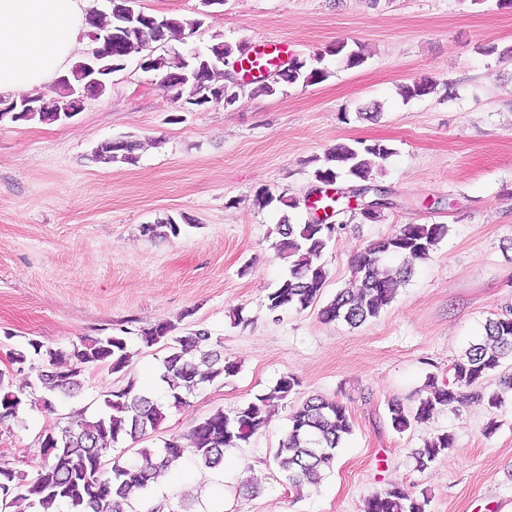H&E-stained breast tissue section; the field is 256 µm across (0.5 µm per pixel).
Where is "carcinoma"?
<instances>
[{"label":"carcinoma","instance_id":"cac0c4a2","mask_svg":"<svg viewBox=\"0 0 512 512\" xmlns=\"http://www.w3.org/2000/svg\"><path fill=\"white\" fill-rule=\"evenodd\" d=\"M128 5V0H112L108 11L89 15L86 24L100 31L112 30ZM201 24L199 19L166 17L157 39L147 43L132 35L120 42L119 49L126 57L136 53L147 58L149 71L155 73L160 85L173 93L177 101L202 105L210 102L215 91L222 88L224 104L232 105L239 100V94L231 83L220 82L224 72L217 62L243 60L247 54L243 45L218 42L209 46L198 58L190 59V67H204L202 75L175 81L171 75L180 70V60L158 52L171 41H184ZM325 77L324 70H309L306 62L295 58L288 62V71L279 67L275 78L265 77L255 82L252 94H275L280 79L294 83L302 78L311 83ZM74 85L73 81H57L53 94L42 96L40 111L24 112L18 120L51 122L53 109L74 97ZM435 88L436 82L425 80L405 86L404 94L421 97L433 93ZM138 148L139 143L134 140L107 139L97 145L95 156L105 164H133ZM392 154L380 142L340 144L330 149L324 163L313 172L315 189L321 192L319 207L333 215L340 214L339 197L322 191L321 186L337 182L344 174L356 191L374 196L368 202L370 210L361 213L362 220L378 221L381 210L390 205L389 190L374 181L372 169L375 160H385ZM275 201L291 210L298 208L296 200L283 194L275 197L266 188L255 193V202L262 208ZM340 228V224H319L313 220L294 224L288 215L281 217L276 225L280 236L276 248L278 256L288 261L289 274L267 295L266 309L274 320H280L281 314L290 308L305 310L320 299L328 278L321 256ZM179 232V225L171 217L141 225L142 235L151 239L176 236ZM446 233L444 224H403L391 235L371 243L353 260L348 287L320 308L322 320H342L358 328L378 317L409 279L413 263L428 258ZM388 256L400 257L403 262L396 267L388 266L384 263ZM138 341L145 348L162 344L168 349L160 374L165 397L150 395L139 388L135 379H127L105 395L103 411L89 419L57 426L52 429L51 437L42 435V464L35 476L30 478L0 463L1 503L12 507L24 502L31 512H56L60 507L66 512H132L131 497L139 495V512H192L191 496L178 495L175 505L156 501L148 496L152 484L186 458L204 468L219 467L224 462L225 451L249 443L268 424L275 403L287 399L300 385L294 374L284 373L269 392L254 396L229 413L219 408L199 420L186 439L172 438L159 448H139L136 457L124 459L111 455L116 445L144 439L159 429L171 410L189 405V397L199 388L238 373V365L224 359L216 349L221 341L204 328L181 332L176 325L160 321L140 329ZM127 347L126 337L114 335L82 337L67 348L47 347L38 340H29L26 349L11 354L12 364L20 371L28 361L39 360L42 370L38 379L46 393L36 397L15 391L11 371L0 370V426L17 420L28 407L53 410L54 397L69 396L80 389L85 373L91 368L105 367L113 374L126 373L130 365ZM509 359L512 360V307L486 321L482 341L454 359L448 382L440 384L435 377H429L427 395L420 399L415 410L407 411L395 400L388 403L393 428L403 432L414 424H425L436 411L454 410L469 400L485 401L490 408L499 407L502 395L484 394L483 384ZM352 432L353 422L345 405L311 395L290 413L288 432L279 443L274 460L288 484L299 489L306 484H317L333 469L338 448ZM453 447L452 434L430 435L422 447L412 451L415 467L427 469ZM427 505L426 495L416 497L394 484L366 498L362 512H426Z\"/></svg>","mask_w":512,"mask_h":512}]
</instances>
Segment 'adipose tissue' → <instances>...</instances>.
Wrapping results in <instances>:
<instances>
[{
    "label": "adipose tissue",
    "mask_w": 512,
    "mask_h": 512,
    "mask_svg": "<svg viewBox=\"0 0 512 512\" xmlns=\"http://www.w3.org/2000/svg\"><path fill=\"white\" fill-rule=\"evenodd\" d=\"M82 0H0V93L22 94L69 61L85 31Z\"/></svg>",
    "instance_id": "1"
}]
</instances>
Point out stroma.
Masks as SVG:
<instances>
[{"label": "stroma", "mask_w": 512, "mask_h": 512, "mask_svg": "<svg viewBox=\"0 0 512 512\" xmlns=\"http://www.w3.org/2000/svg\"><path fill=\"white\" fill-rule=\"evenodd\" d=\"M157 16L200 20L185 55L226 42L285 40L326 80L279 83L271 96L243 90L238 102H175L139 55L113 73L108 91L58 123L0 121V361L35 339L53 348L84 336L129 332L138 384L153 386L163 347L143 348L140 327L161 320L221 337L239 373L204 386L144 439L147 447L186 435L216 409L231 410L295 374L297 394L280 402L247 445L216 470L192 461L171 470L153 497L189 492L195 512H361L390 484L426 493L427 512H512V391L501 408L471 403L395 431L387 403L414 408L429 375L447 380L453 360L485 321L512 305V9L497 0H137ZM362 51L349 68L328 50ZM433 79L436 93L406 99L403 86ZM379 109L378 119L363 111ZM137 140L136 163L97 160L103 140ZM378 141L393 154L373 169L392 207L364 223L358 210L324 255L330 300L347 286L352 260L403 224H444L429 259L416 262L394 302L359 328L321 320L317 307L273 320L266 295L287 277L278 258L273 206L258 189L295 198L293 221L311 215L312 173L341 143ZM170 216L181 232L148 239L139 228ZM244 321L233 325L231 314ZM106 368L54 412L26 410L0 427V460L28 475L45 430L96 412L119 386ZM320 394L343 403L354 431L333 471L297 489L272 457L294 405ZM497 429L486 433L489 420ZM447 431L455 446L419 471L409 456ZM250 482L257 495H240Z\"/></svg>", "instance_id": "35a3bbf8"}]
</instances>
